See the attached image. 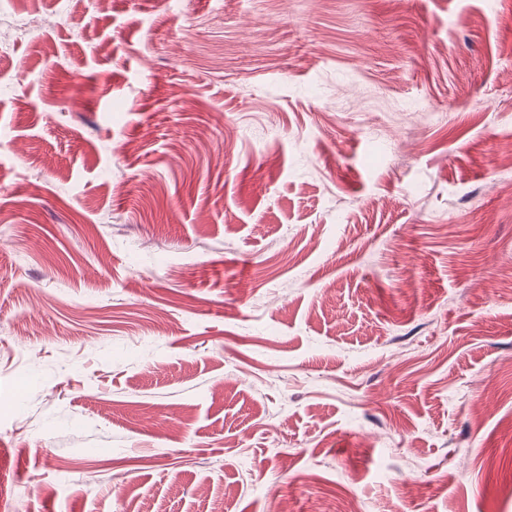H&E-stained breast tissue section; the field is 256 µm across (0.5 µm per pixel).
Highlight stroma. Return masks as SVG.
Listing matches in <instances>:
<instances>
[{
	"label": "stroma",
	"instance_id": "obj_1",
	"mask_svg": "<svg viewBox=\"0 0 512 512\" xmlns=\"http://www.w3.org/2000/svg\"><path fill=\"white\" fill-rule=\"evenodd\" d=\"M34 15L0 512H512V0Z\"/></svg>",
	"mask_w": 512,
	"mask_h": 512
}]
</instances>
